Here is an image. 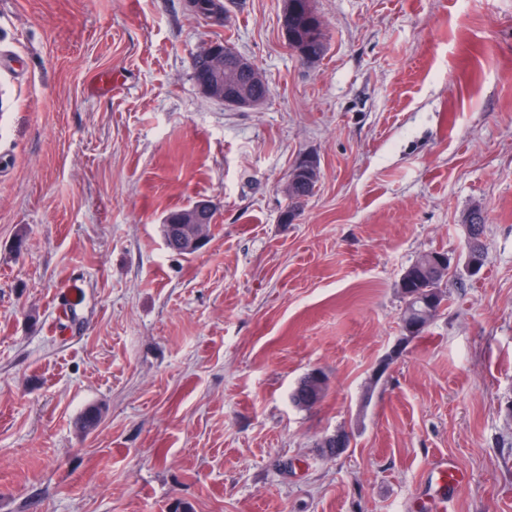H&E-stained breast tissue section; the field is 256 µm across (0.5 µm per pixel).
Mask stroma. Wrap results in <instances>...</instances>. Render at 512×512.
<instances>
[{"mask_svg":"<svg viewBox=\"0 0 512 512\" xmlns=\"http://www.w3.org/2000/svg\"><path fill=\"white\" fill-rule=\"evenodd\" d=\"M184 2L0 0V512H434L448 459V512H512V0H313L316 64L284 0L224 26ZM224 38L259 107L197 86ZM201 198L209 240L176 255L163 218ZM433 250L448 302L404 344L397 284ZM288 6V37L284 33L288 45L297 55L309 64L321 61L326 52V33L321 16L315 11L312 0H286L281 16L285 26L287 19L283 18ZM305 56V59L302 57ZM316 160V172H313L311 176H302L300 183L294 188L293 192H288V184L293 185L295 180H288L286 185V192L288 193V199L290 201L288 210L283 213L284 221L290 223L294 220L297 214L298 206L302 200L310 196L314 187L316 186L319 179V161ZM326 390V382L311 381L308 383L307 374L291 392V401L297 408H310L325 397ZM436 469L439 471V478L447 483L448 486V499H443L439 505V510L444 512L447 510L448 502L454 498L456 491L463 483L462 475L460 474L458 467L452 462H448V464L442 462L436 467Z\"/></svg>","mask_w":512,"mask_h":512,"instance_id":"35a3bbf8","label":"stroma"}]
</instances>
